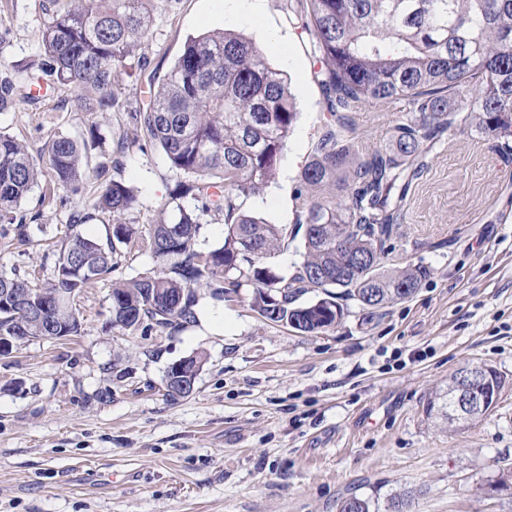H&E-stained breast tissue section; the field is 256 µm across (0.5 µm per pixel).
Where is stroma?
I'll use <instances>...</instances> for the list:
<instances>
[{
	"label": "stroma",
	"instance_id": "obj_1",
	"mask_svg": "<svg viewBox=\"0 0 512 512\" xmlns=\"http://www.w3.org/2000/svg\"><path fill=\"white\" fill-rule=\"evenodd\" d=\"M304 0H157L144 51L122 69L129 102L147 99L188 39L226 29L257 41L296 97L297 120L273 181L240 198L243 210L294 228L295 188L321 133L325 96ZM42 0H0V72L43 52ZM405 102L348 113L359 153L389 144ZM124 113L57 112L18 102L0 131L39 154L48 134L111 139ZM142 203L139 234L174 199L182 173L157 146L121 159ZM96 188L87 180L66 205L43 210L21 246L0 237V273L38 271L48 283L68 217ZM402 237L385 266L430 270L412 298L376 312L345 301L342 322L317 334L260 317L253 290L201 292L195 322L175 331L127 333L111 324L112 285L159 269L132 251L75 298L77 335L37 339L0 356V512H336L342 498L386 504L412 491L408 512H512V489L490 491L512 469V160L468 125L438 141L403 203ZM201 353L193 394L170 400L169 365ZM487 364L504 385L479 421H428L429 397L455 370Z\"/></svg>",
	"mask_w": 512,
	"mask_h": 512
}]
</instances>
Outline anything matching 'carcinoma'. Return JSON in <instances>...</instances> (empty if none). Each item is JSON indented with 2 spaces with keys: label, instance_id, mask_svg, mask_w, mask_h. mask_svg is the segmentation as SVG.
I'll list each match as a JSON object with an SVG mask.
<instances>
[{
  "label": "carcinoma",
  "instance_id": "carcinoma-1",
  "mask_svg": "<svg viewBox=\"0 0 512 512\" xmlns=\"http://www.w3.org/2000/svg\"><path fill=\"white\" fill-rule=\"evenodd\" d=\"M155 0H47L37 65L0 73V112L23 99L37 102L41 77L52 90L70 94L75 110L106 114L125 107L118 81L125 60L150 35ZM303 28L320 63L318 77L327 115L311 159L295 191V226L304 230L301 261L290 276L272 272L266 260L281 249L287 229L239 208L236 200L260 193L283 157L295 122L296 102L288 83L265 62L259 44L228 31L188 42L166 79L148 101L127 113L129 128L113 134V153L123 155L150 143L162 148L170 167L192 178L181 185L192 209L181 205L150 224L143 243L163 268L112 288V327L163 333L195 320L198 289L224 295V284L254 288L252 306L263 314L267 296L281 303L275 323L318 333L344 316L342 301L376 310L412 297L429 270L422 264L387 269L382 260L399 236L401 203L420 159L431 144L462 120L512 157V0H308ZM406 100L411 116L400 122L389 145L358 156L347 136L345 113L362 104ZM87 142L55 132L47 136L42 161L26 142L0 133V235L16 225L19 244L26 226L43 213L18 211L40 180L50 190L79 193L87 172L97 182L94 196L73 211L60 242L52 279L0 275V301L38 288L46 301L60 290L78 294L113 272L138 243L125 216L139 210L134 189L107 176L104 162L90 166ZM112 218V233L100 241L80 226ZM224 224V245L196 250L202 220ZM314 289L336 308L324 313L297 306ZM64 336L78 332L79 314L68 301L54 312ZM49 335L29 310L0 306V337ZM462 367L448 378L424 409L431 420H448V396L462 384ZM338 512H376L368 498L352 495Z\"/></svg>",
  "mask_w": 512,
  "mask_h": 512
}]
</instances>
